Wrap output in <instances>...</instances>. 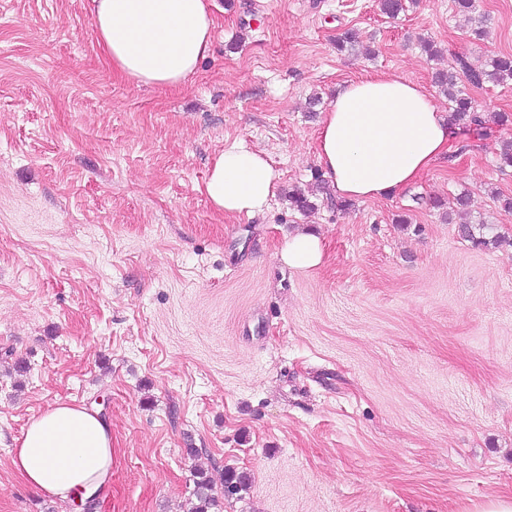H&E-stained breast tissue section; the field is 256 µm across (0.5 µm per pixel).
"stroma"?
Instances as JSON below:
<instances>
[{
	"label": "stroma",
	"mask_w": 512,
	"mask_h": 512,
	"mask_svg": "<svg viewBox=\"0 0 512 512\" xmlns=\"http://www.w3.org/2000/svg\"><path fill=\"white\" fill-rule=\"evenodd\" d=\"M89 0H0V512H83L11 467L58 401L112 425L93 512H189L198 473L246 475L221 512H482L512 499V80L470 88L481 127L408 187L336 207L319 123L365 74L420 84L512 54V0H216L213 45L174 88L118 75ZM485 37H476L477 27ZM356 49L338 50L345 31ZM442 51L430 59L424 42ZM239 141L279 174L269 208L202 192ZM311 210L293 207V188ZM476 247L432 208L461 192ZM319 236L289 267V236ZM281 258L289 267L311 269L322 263L323 248L318 238L297 234L288 240Z\"/></svg>",
	"instance_id": "obj_1"
}]
</instances>
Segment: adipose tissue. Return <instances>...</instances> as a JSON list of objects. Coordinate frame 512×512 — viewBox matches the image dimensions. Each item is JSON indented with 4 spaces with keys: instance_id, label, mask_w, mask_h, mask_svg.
Returning <instances> with one entry per match:
<instances>
[{
    "instance_id": "obj_1",
    "label": "adipose tissue",
    "mask_w": 512,
    "mask_h": 512,
    "mask_svg": "<svg viewBox=\"0 0 512 512\" xmlns=\"http://www.w3.org/2000/svg\"><path fill=\"white\" fill-rule=\"evenodd\" d=\"M212 0H91L90 18L113 68L139 84L174 87L193 74L215 26ZM450 130L418 84L391 74L344 83L320 124L318 162L341 199L374 200L414 182L449 150ZM265 152L225 147L204 183L224 215L251 217L275 195ZM11 463L25 482L66 500L94 497L112 479V429L66 401L33 417Z\"/></svg>"
}]
</instances>
